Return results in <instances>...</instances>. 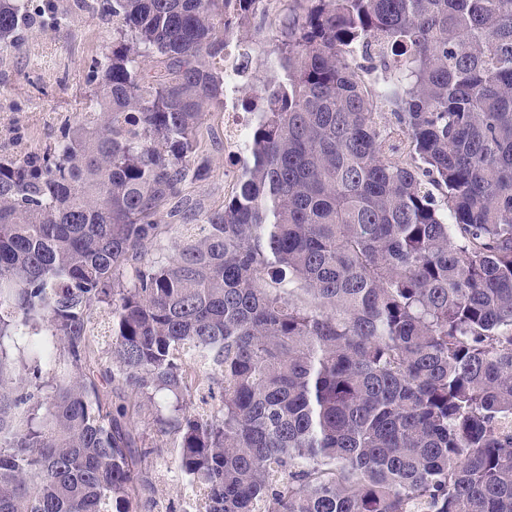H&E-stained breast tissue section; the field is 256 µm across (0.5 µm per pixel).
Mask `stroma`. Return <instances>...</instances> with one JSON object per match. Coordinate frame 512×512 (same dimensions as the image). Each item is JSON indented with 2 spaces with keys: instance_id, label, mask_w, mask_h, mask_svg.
Instances as JSON below:
<instances>
[{
  "instance_id": "35a3bbf8",
  "label": "stroma",
  "mask_w": 512,
  "mask_h": 512,
  "mask_svg": "<svg viewBox=\"0 0 512 512\" xmlns=\"http://www.w3.org/2000/svg\"><path fill=\"white\" fill-rule=\"evenodd\" d=\"M71 0H33L35 19L16 49L0 54V155L23 159L62 140L79 121L98 87L90 65L111 55L118 32L99 10H70ZM290 0L250 26L251 64L238 96L255 95L268 80L275 57V36L288 21ZM210 144L212 174L190 195L202 208L220 206L232 192L241 163L224 149V112L213 110L204 126ZM139 429L153 455L143 465L146 484L141 512H180L186 480L168 441L155 435L151 422Z\"/></svg>"
}]
</instances>
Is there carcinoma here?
Returning <instances> with one entry per match:
<instances>
[{
  "label": "carcinoma",
  "mask_w": 512,
  "mask_h": 512,
  "mask_svg": "<svg viewBox=\"0 0 512 512\" xmlns=\"http://www.w3.org/2000/svg\"><path fill=\"white\" fill-rule=\"evenodd\" d=\"M256 2L103 0L91 110L0 157V512H140L146 414L200 512H512V0H298L157 254ZM31 20L0 0L1 53ZM293 5L291 1H275L272 10L257 17L251 24L248 36L254 44L250 43L251 64L247 76L237 73L232 67L233 59L237 55L235 45L230 43L224 49V78L228 88L224 95V108L213 110L204 126V136L210 144L212 174L201 186L190 190L193 202L200 203L203 209L220 206L224 197L231 194L236 176L240 173L241 161L230 157L224 151L225 147L238 154H244L247 148L250 115L248 112H239V104L235 103L236 96L228 94L246 76L237 95L240 102L243 98L254 96L270 78V62L275 57L276 49L274 36L287 23ZM228 103H231V107Z\"/></svg>",
  "instance_id": "cac0c4a2"
}]
</instances>
